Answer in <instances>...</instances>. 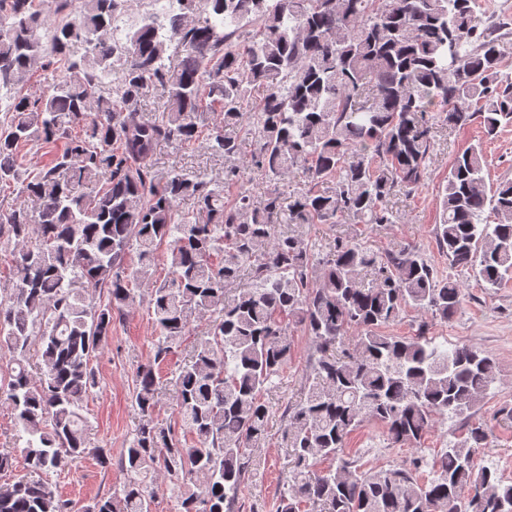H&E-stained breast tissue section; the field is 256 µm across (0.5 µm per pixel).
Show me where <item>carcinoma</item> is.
I'll return each instance as SVG.
<instances>
[{
	"label": "carcinoma",
	"instance_id": "carcinoma-1",
	"mask_svg": "<svg viewBox=\"0 0 512 512\" xmlns=\"http://www.w3.org/2000/svg\"><path fill=\"white\" fill-rule=\"evenodd\" d=\"M41 2L0 0L8 115L0 191L20 199L0 210V238L22 244L0 298V351L14 364L0 397L29 471L0 485V512H72L44 475L88 454L111 465L110 451L92 445L83 404L97 384L91 362L141 287L157 340L136 373V426L120 456L128 479L84 512H153L143 479L150 469L184 487L180 512H235L239 488L260 468L270 418L263 396L290 357L291 320L319 357L304 397L285 409L291 475L277 512H300L303 503L312 512H512V481L478 463L489 439L480 424L423 481L417 458L409 468L364 470L344 452L366 421L382 424L390 445L413 446L438 416H461L487 396L498 379L489 353L443 348L425 324L413 336L387 332L409 308L454 316L465 299L460 283L412 248L379 257L342 238L320 268L303 235L277 230L339 216L393 223V191L425 184L435 112L454 128L480 119L487 139L512 125V77L502 73L509 24L487 15L483 0H176L163 20L150 14L114 40L112 18L127 0H79L74 19L58 26ZM38 63L56 79L24 94ZM156 83L168 86L167 105L142 122L136 112ZM261 87L266 94L255 95ZM245 124L255 148L244 168L269 184L263 202L236 166L222 182L153 171L163 141H200L238 159ZM39 141L63 149L30 176L18 150ZM297 166L309 185L286 197L280 188ZM486 166L480 142L455 156L435 238L451 266L498 288L512 280V180L487 187ZM227 184L238 185L230 201ZM186 196L197 206L192 220L177 214ZM162 244L163 279L155 269ZM200 315L208 329L169 378L181 425L194 435L188 445L156 414L154 366ZM199 478L197 493L189 484Z\"/></svg>",
	"mask_w": 512,
	"mask_h": 512
}]
</instances>
